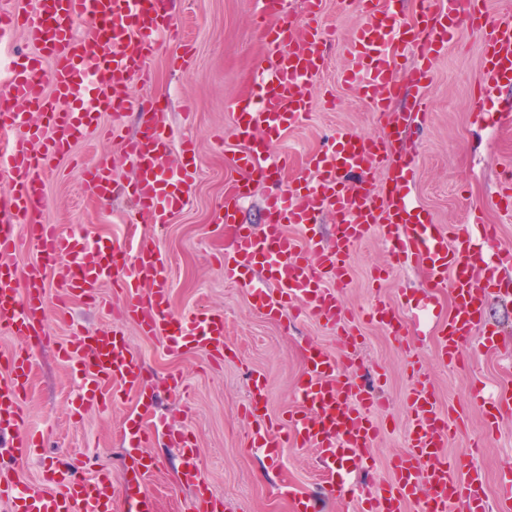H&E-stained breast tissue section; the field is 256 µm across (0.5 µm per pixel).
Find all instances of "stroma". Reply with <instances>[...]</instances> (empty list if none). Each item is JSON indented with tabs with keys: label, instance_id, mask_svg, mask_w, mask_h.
<instances>
[{
	"label": "stroma",
	"instance_id": "35a3bbf8",
	"mask_svg": "<svg viewBox=\"0 0 512 512\" xmlns=\"http://www.w3.org/2000/svg\"><path fill=\"white\" fill-rule=\"evenodd\" d=\"M256 11V0H176L180 40L159 47L148 80L134 82L129 89L133 96L161 98L176 137L187 136L195 142L197 177L186 207L165 227L150 224L146 231L172 269V311L182 315L206 308L223 313L227 356L218 365L200 351L172 354L161 340L142 335L135 325H125L124 333L146 369L149 402L120 394L109 411L91 410L77 416L72 403L80 385L78 376L58 358L52 345L33 348L35 372L25 412L29 428L41 436V447L17 465L21 485L36 484L46 468L79 456L121 474L122 427L142 411L159 432L180 426L190 431L202 472L230 512H294L295 499L302 494L315 497L317 512H347L345 504L328 495L326 478L312 452L291 446L270 456L264 449L250 447L248 424L241 416L252 375H264L268 412L280 418L293 407V385L305 368V346L315 341L329 352L338 350L335 335L313 321L291 325L262 315L247 289L225 279L219 262L227 239L217 222V210L224 199V183L234 172L233 153L238 147L227 104L247 87L259 63ZM323 19L335 30L338 45L326 71L308 90L310 116L272 146L273 152L288 153V172L282 173L278 184L255 188L244 203V223H260L266 193L291 185L310 156L330 145L336 133L374 137L380 132L376 114L340 80L347 63L341 43L358 23V14L347 0H325ZM183 53L189 55L190 63L181 72L172 60ZM481 57L479 34L464 26L434 60L427 119L413 125L402 144L417 160L410 198L443 227L465 224L470 209L482 208L484 222L497 225L501 246L512 250V217L495 205L499 180L512 165V127L486 125L475 118ZM87 159L111 162L119 179L132 176L117 144L101 138L78 143L73 155L49 176L48 201L35 219L65 231L82 230L92 242L121 240V225L132 203L117 199L102 205L88 197L79 173ZM387 264V254L377 240H366L353 250L350 282L341 291V302L349 313L368 306L377 292L371 271ZM378 291L398 304L408 339L399 341L373 323L362 328L360 377L376 386L389 404L378 416L382 433L370 450V468L347 474L356 484L385 483L390 459L406 450L404 425L409 418L411 382L407 346L416 348L440 406L462 415V428L450 441L448 454L462 453L484 430L482 409L469 402L470 376H481L492 393L512 387V365L506 360L507 352H512V305L495 301L489 308L491 321L506 333L505 350L469 359L461 371L443 365L436 355V328L452 306L449 288L433 286L425 268L417 264L391 270ZM174 376L182 378L185 391L170 388ZM151 453L158 464L150 479L156 512H188L194 492L180 483L176 450L160 440ZM475 462L488 499H495L501 472L512 468V418L500 422Z\"/></svg>",
	"mask_w": 512,
	"mask_h": 512
}]
</instances>
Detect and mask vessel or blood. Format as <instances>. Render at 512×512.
I'll list each match as a JSON object with an SVG mask.
<instances>
[{
    "label": "vessel or blood",
    "instance_id": "vessel-or-blood-1",
    "mask_svg": "<svg viewBox=\"0 0 512 512\" xmlns=\"http://www.w3.org/2000/svg\"><path fill=\"white\" fill-rule=\"evenodd\" d=\"M260 2L259 73L253 88L230 104L234 136L245 147L233 159L236 174L224 184L219 214L233 234L224 276L247 288L265 315L309 317L331 330L340 351L307 347L305 369L294 385L296 405L286 420L262 412L267 394L259 375L244 415L252 425V447L309 448L324 470L347 469L367 462L380 433L376 416L388 405L358 381L361 331L340 300L357 244L376 237L391 266L423 263L434 285L449 287L453 307L437 342L444 365L463 366L467 344L477 352L500 349V332L488 324L486 308L491 296L512 292V253L500 248L496 225L483 223L479 213L468 217L478 227L474 233L433 224L409 197L415 157L399 144L406 117L425 119L432 60L463 25L484 35L477 120L494 114L500 123L512 122V114L494 112L491 101L492 91L512 86V12L492 19L486 0H419L414 21L406 24L403 0H353L360 23L345 43L348 64L341 82L359 90L382 117L381 132L372 138L339 133L331 147L310 158L286 193L267 195L262 223L245 224L239 216L252 184L279 179L287 165L269 143L310 114L307 89L323 72L334 41L322 22V0H304L302 31L284 17V0ZM18 31L30 50L11 60L0 93V181L9 186L0 194V328L44 341L46 267L57 270L55 299L61 308L74 296L101 300L104 286L119 283L124 302L113 311L114 326H75L56 344L58 355L81 376L74 402L81 414L107 408L108 393H142L145 368L122 324L163 339L173 353L196 349L220 356L227 348L222 313H172L169 263L143 235L145 223L163 226L186 206L195 179V146L185 139L179 153H172L173 133L161 100H132L127 92L131 83L147 80L153 50L175 38L178 29L172 0H30L23 11L0 7V42ZM405 91L413 97L409 114L391 111L392 101ZM132 111L140 130L129 135L124 120ZM107 112L112 122L105 128L101 116ZM101 133L118 142L134 177L121 184L103 160L81 167L82 188L102 204L132 196L135 211L125 221L122 243L91 245L81 232L35 224L30 238L41 259L18 270L12 261L21 245L17 225L45 206L47 178L58 161ZM377 172L384 175L379 185L373 181ZM327 215L336 221L329 244L318 230ZM365 316L393 335L405 331L398 306L385 297H374ZM411 369L407 450L390 459V479L361 488L334 481L329 494L357 504L358 512H408L412 505L422 512H490L474 462L480 440L457 458L448 457L446 448L459 426L440 408L419 360H412ZM32 371L30 350L0 356V498L20 500L19 512H155L147 478L154 468L149 449L156 431L141 418L126 424L120 477L95 470L88 458L51 470L39 485L24 490L7 477L10 462L28 460L37 448L23 413ZM470 400L487 407V432L512 415V392L487 395L480 379L470 382ZM167 441L180 450L182 482L194 490L192 512H222L199 468L192 436L171 432Z\"/></svg>",
    "mask_w": 512,
    "mask_h": 512
}]
</instances>
